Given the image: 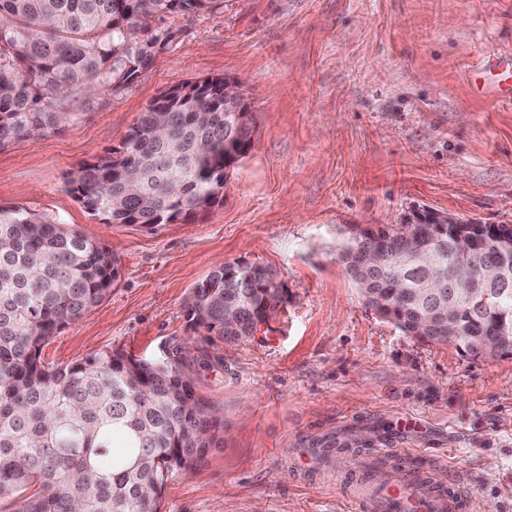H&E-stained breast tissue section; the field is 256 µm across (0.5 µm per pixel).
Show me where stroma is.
Instances as JSON below:
<instances>
[{"instance_id":"35a3bbf8","label":"stroma","mask_w":512,"mask_h":512,"mask_svg":"<svg viewBox=\"0 0 512 512\" xmlns=\"http://www.w3.org/2000/svg\"><path fill=\"white\" fill-rule=\"evenodd\" d=\"M162 25L172 41L125 93L76 101L60 130L0 147V206L73 226L120 263L111 293L43 360L111 348L164 360L193 345L195 284L226 263L259 265L284 282L288 313L202 371L224 438L173 475L162 512H345L344 478L403 432L442 446L434 477L462 486L471 512H512V356L402 333L337 259L349 225L418 208L512 224V103L468 81L512 49V0H217ZM224 77L248 91L255 141L227 170L223 203L147 230L103 223L68 192V173L158 97ZM347 439L339 462L303 467L305 449Z\"/></svg>"}]
</instances>
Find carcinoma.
<instances>
[{
    "label": "carcinoma",
    "instance_id": "obj_1",
    "mask_svg": "<svg viewBox=\"0 0 512 512\" xmlns=\"http://www.w3.org/2000/svg\"><path fill=\"white\" fill-rule=\"evenodd\" d=\"M216 0H0V146L73 119L71 99L121 96L173 38L153 26ZM224 78L151 103L121 144L71 172L68 191L108 224L188 220L224 200L228 145L253 129L224 112ZM339 258L408 335L472 356L512 355V225H351ZM112 252L79 230L0 206V512H161L174 471L218 446L224 418L182 370L270 327L285 300L267 269L212 271L186 304L198 354L162 362L104 349L65 366L42 350L109 294ZM459 334L448 335V322Z\"/></svg>",
    "mask_w": 512,
    "mask_h": 512
}]
</instances>
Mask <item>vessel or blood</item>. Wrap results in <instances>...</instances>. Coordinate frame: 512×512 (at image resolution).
I'll list each match as a JSON object with an SVG mask.
<instances>
[{
	"mask_svg": "<svg viewBox=\"0 0 512 512\" xmlns=\"http://www.w3.org/2000/svg\"><path fill=\"white\" fill-rule=\"evenodd\" d=\"M472 81L474 89L493 102L511 104L512 54L489 55ZM370 470L363 465L347 487L351 512H467L466 497L455 485L431 481L427 460L414 462L395 483H374Z\"/></svg>",
	"mask_w": 512,
	"mask_h": 512,
	"instance_id": "vessel-or-blood-1",
	"label": "vessel or blood"
}]
</instances>
